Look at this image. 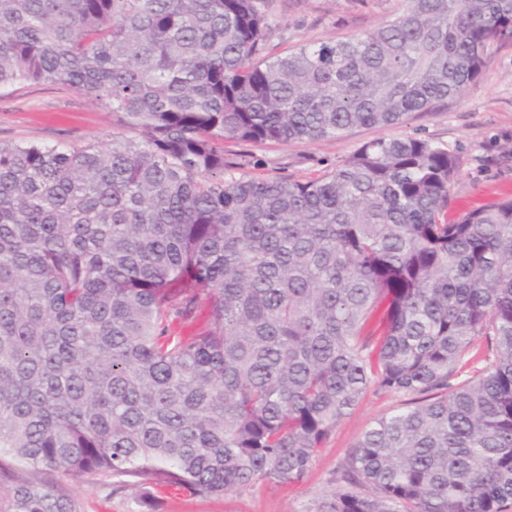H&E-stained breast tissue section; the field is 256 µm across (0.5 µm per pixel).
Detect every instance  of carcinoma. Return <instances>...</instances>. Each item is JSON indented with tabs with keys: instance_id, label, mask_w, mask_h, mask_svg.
I'll return each mask as SVG.
<instances>
[{
	"instance_id": "cac0c4a2",
	"label": "carcinoma",
	"mask_w": 512,
	"mask_h": 512,
	"mask_svg": "<svg viewBox=\"0 0 512 512\" xmlns=\"http://www.w3.org/2000/svg\"><path fill=\"white\" fill-rule=\"evenodd\" d=\"M400 2L283 54L269 0H0V89L65 84L134 132L0 143V512H83L58 470L298 484L370 390L410 402L308 512L512 508V199L448 222L459 159L419 137L305 181L224 158L431 112L512 40V0Z\"/></svg>"
}]
</instances>
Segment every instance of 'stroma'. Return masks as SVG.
Instances as JSON below:
<instances>
[{"label": "stroma", "mask_w": 512, "mask_h": 512, "mask_svg": "<svg viewBox=\"0 0 512 512\" xmlns=\"http://www.w3.org/2000/svg\"><path fill=\"white\" fill-rule=\"evenodd\" d=\"M396 0H272L270 41L284 50L303 40L344 38L369 30ZM117 116L62 84L24 83L0 90V143L80 148L110 138ZM421 137L448 148L460 160L449 190L448 216L512 199V41L498 45L483 75L460 98L434 112H415L389 128L359 127L331 140L287 144L225 145L227 160L249 176L307 180L380 138ZM403 396L366 394L324 442L305 478L294 486L259 483L225 496H199L157 488L126 477L98 482L51 474L59 491L76 496L84 512H307L331 489L341 462L372 421L397 409Z\"/></svg>", "instance_id": "35a3bbf8"}]
</instances>
